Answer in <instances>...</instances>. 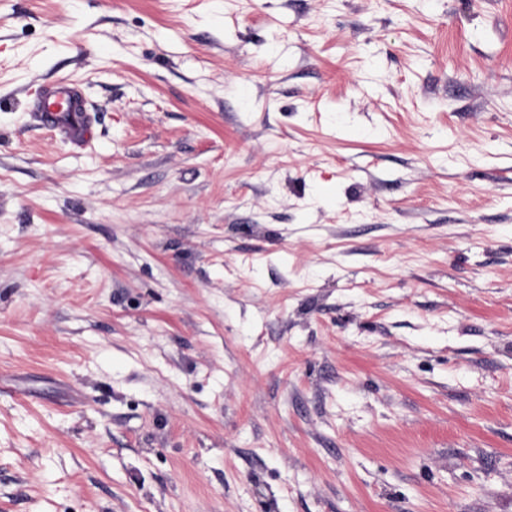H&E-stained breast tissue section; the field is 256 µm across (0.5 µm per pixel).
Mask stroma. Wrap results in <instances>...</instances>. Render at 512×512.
I'll use <instances>...</instances> for the list:
<instances>
[{
  "instance_id": "obj_1",
  "label": "stroma",
  "mask_w": 512,
  "mask_h": 512,
  "mask_svg": "<svg viewBox=\"0 0 512 512\" xmlns=\"http://www.w3.org/2000/svg\"><path fill=\"white\" fill-rule=\"evenodd\" d=\"M0 512H512V0H0ZM69 102L74 103V108L68 111ZM76 110H79V100L72 87L60 84L44 90L39 103L40 117L50 125L67 123L73 133L84 136L87 134L86 129L82 125H76L74 118L77 114L71 113Z\"/></svg>"
}]
</instances>
